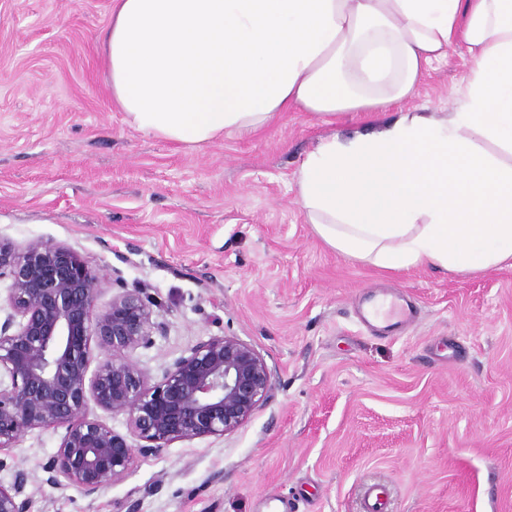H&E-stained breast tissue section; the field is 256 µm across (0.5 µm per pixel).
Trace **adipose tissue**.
Listing matches in <instances>:
<instances>
[{
	"mask_svg": "<svg viewBox=\"0 0 512 512\" xmlns=\"http://www.w3.org/2000/svg\"><path fill=\"white\" fill-rule=\"evenodd\" d=\"M100 42L125 123L191 146L292 109L330 124L399 105L465 45L448 113L324 138L298 204L330 248L383 270L512 263V0H113Z\"/></svg>",
	"mask_w": 512,
	"mask_h": 512,
	"instance_id": "ef3b65f1",
	"label": "adipose tissue"
}]
</instances>
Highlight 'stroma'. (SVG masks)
<instances>
[{
  "label": "stroma",
  "instance_id": "obj_1",
  "mask_svg": "<svg viewBox=\"0 0 512 512\" xmlns=\"http://www.w3.org/2000/svg\"><path fill=\"white\" fill-rule=\"evenodd\" d=\"M112 0H0V238L76 251L107 308L141 288L164 326L132 357L148 383L199 341L235 336L273 372L271 397L238 430L140 453L86 497L47 481L63 429L0 453V484L31 478L29 512H512V266L386 274L325 245L297 203L319 140L439 114L464 90L455 46L401 109L373 122L301 111L249 135L178 146L129 128L96 41ZM410 297L389 334L359 302Z\"/></svg>",
  "mask_w": 512,
  "mask_h": 512
}]
</instances>
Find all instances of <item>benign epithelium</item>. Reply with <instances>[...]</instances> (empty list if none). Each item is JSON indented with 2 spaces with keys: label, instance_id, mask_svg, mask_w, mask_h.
Listing matches in <instances>:
<instances>
[{
  "label": "benign epithelium",
  "instance_id": "obj_1",
  "mask_svg": "<svg viewBox=\"0 0 512 512\" xmlns=\"http://www.w3.org/2000/svg\"><path fill=\"white\" fill-rule=\"evenodd\" d=\"M2 280L11 313L0 324V452L28 431L64 429L45 466L52 485L96 494L129 472L137 451L231 433L271 396L264 357L226 335L197 343L148 384L130 353L150 346L160 329L150 299L125 288L96 310L99 277L64 245L31 240L18 249L0 240ZM90 401L126 416L144 445L136 449L88 417ZM28 480L19 469L9 486L0 484V512H29Z\"/></svg>",
  "mask_w": 512,
  "mask_h": 512
}]
</instances>
